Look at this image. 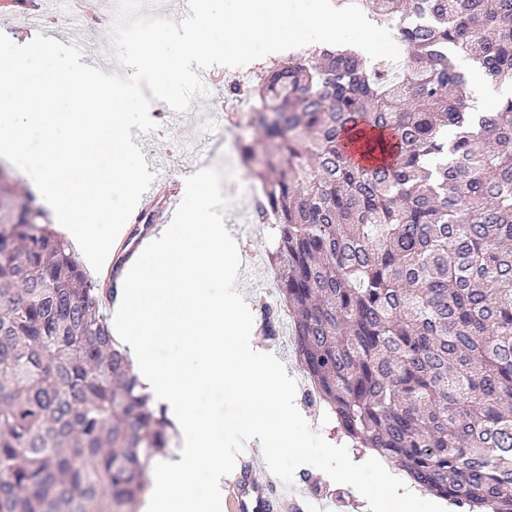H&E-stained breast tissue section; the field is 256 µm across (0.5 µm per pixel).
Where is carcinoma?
Listing matches in <instances>:
<instances>
[{
    "mask_svg": "<svg viewBox=\"0 0 512 512\" xmlns=\"http://www.w3.org/2000/svg\"><path fill=\"white\" fill-rule=\"evenodd\" d=\"M394 22L388 72L258 67L241 139L297 360L338 432L465 512H512V0H338ZM0 182V512H132L172 436L70 242ZM457 64L464 68L468 73V90L471 99L474 101V105L485 111H491L495 107H497L500 100L512 97V83L502 84V85H492L489 89H478L475 88L471 83L470 78L472 73L477 71V69L470 68V64L468 60L465 58H458L456 60ZM494 92V96L486 95L488 92Z\"/></svg>",
    "mask_w": 512,
    "mask_h": 512,
    "instance_id": "carcinoma-1",
    "label": "carcinoma"
}]
</instances>
